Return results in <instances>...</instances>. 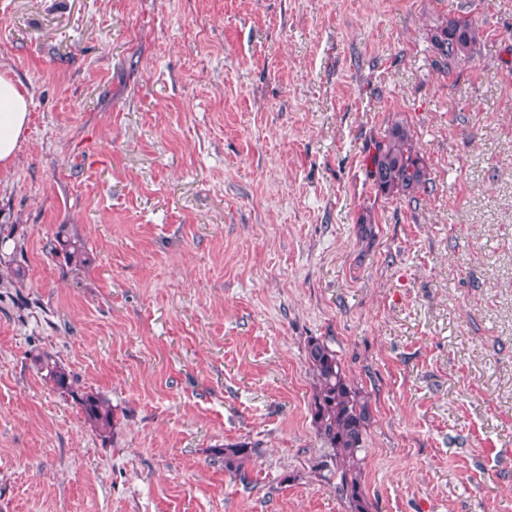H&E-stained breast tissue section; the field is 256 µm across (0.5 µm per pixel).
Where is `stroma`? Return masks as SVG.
<instances>
[{
	"mask_svg": "<svg viewBox=\"0 0 512 512\" xmlns=\"http://www.w3.org/2000/svg\"><path fill=\"white\" fill-rule=\"evenodd\" d=\"M467 14L443 75L426 32ZM0 73L31 95L0 173V512H349L312 338L369 404L370 512H512V0H0ZM395 119L413 199L369 176ZM57 245L51 247V250L56 255H62L65 262L69 265L85 266L86 265V253L84 246L80 241L72 240L70 237H62L59 235L56 239ZM85 419L91 423L101 436L106 438L112 432L114 415L109 403L99 394L84 392L75 397ZM253 448H248L245 443L225 445L216 454H220L224 461V469L229 473L241 474L246 460L253 453Z\"/></svg>",
	"mask_w": 512,
	"mask_h": 512,
	"instance_id": "1",
	"label": "stroma"
}]
</instances>
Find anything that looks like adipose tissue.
<instances>
[{"label":"adipose tissue","mask_w":512,"mask_h":512,"mask_svg":"<svg viewBox=\"0 0 512 512\" xmlns=\"http://www.w3.org/2000/svg\"><path fill=\"white\" fill-rule=\"evenodd\" d=\"M29 123V93L12 78L0 75V171L9 170Z\"/></svg>","instance_id":"adipose-tissue-1"}]
</instances>
